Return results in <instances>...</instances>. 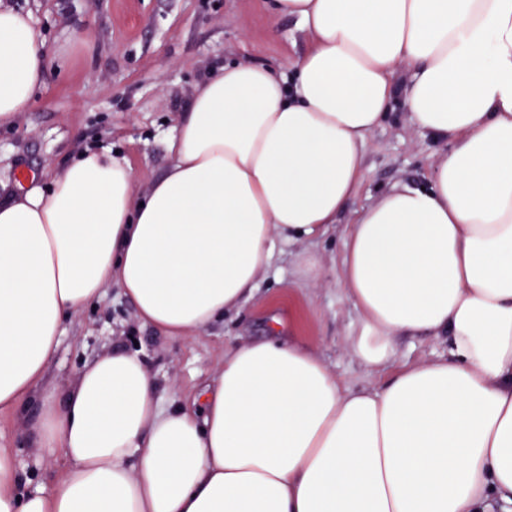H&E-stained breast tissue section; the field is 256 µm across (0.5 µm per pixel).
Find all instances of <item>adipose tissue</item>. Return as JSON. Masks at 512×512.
<instances>
[{"label":"adipose tissue","instance_id":"1","mask_svg":"<svg viewBox=\"0 0 512 512\" xmlns=\"http://www.w3.org/2000/svg\"><path fill=\"white\" fill-rule=\"evenodd\" d=\"M309 50L274 72L228 63L195 90L145 193L87 150L0 203V412L35 402L50 485L22 490L0 448V512H491L512 506V0H273ZM50 52L0 6V126L30 111ZM410 70L403 86L394 77ZM403 100L447 142L428 185L392 188L343 231L347 338L377 387L306 346L229 347L193 400L161 405L139 353L43 386L65 321L119 289L187 337L254 294L278 244L335 226L364 147ZM399 336L448 352L399 362Z\"/></svg>","mask_w":512,"mask_h":512}]
</instances>
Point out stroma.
I'll use <instances>...</instances> for the list:
<instances>
[{"label": "stroma", "instance_id": "35a3bbf8", "mask_svg": "<svg viewBox=\"0 0 512 512\" xmlns=\"http://www.w3.org/2000/svg\"><path fill=\"white\" fill-rule=\"evenodd\" d=\"M0 5L29 14L52 55L36 105L13 125L0 126L1 198L18 191L20 171L52 173L89 148L125 158L139 189H146L167 169L168 139L207 70L243 61L282 72L310 44L295 19L271 14L267 0H0ZM446 150L396 102L367 140L364 179L339 224L350 223L354 211L393 186L426 185ZM305 252L321 259L319 281L299 273ZM340 255L335 232L277 246L242 310L187 338H169L143 325L117 289H106L101 301L65 323L44 382L64 389L85 361L118 346L135 348L166 404L173 395L200 391L225 348L266 338L277 315L288 325L287 337L311 348L345 385H379L382 376L365 371L347 347L357 313L344 296ZM23 431L17 416L0 414V448L13 450L22 487L48 484L62 466L46 465L25 443Z\"/></svg>", "mask_w": 512, "mask_h": 512}]
</instances>
